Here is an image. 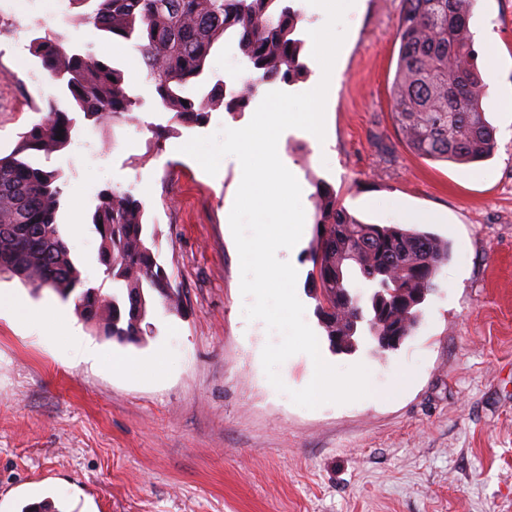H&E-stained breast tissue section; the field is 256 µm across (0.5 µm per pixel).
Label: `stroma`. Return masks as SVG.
Instances as JSON below:
<instances>
[{
    "mask_svg": "<svg viewBox=\"0 0 512 512\" xmlns=\"http://www.w3.org/2000/svg\"><path fill=\"white\" fill-rule=\"evenodd\" d=\"M403 0H363L345 18L327 132L295 131L278 144L313 213L322 180L340 204L385 223L381 202L428 215L451 255L413 333L397 349L334 351L316 314L310 250L314 224L279 250L297 271L296 294L324 357L363 364L370 396L309 410L288 389L306 386L308 356L279 368L286 392L261 362L280 336L243 315L240 260L229 214L241 182L237 158L207 174L179 148L252 112L214 107L205 123L170 124L131 42L82 24L66 0H0V154L49 99L54 79L18 40V26L62 34L121 69L138 102L139 125L97 132V164L73 150L48 164L64 172L59 220L83 276L100 284L99 237L88 215L100 190L131 191L157 230L158 260L182 296L180 309L154 300L153 331L122 346L96 333L70 301L0 278V512L54 502L59 512H512V0H478L470 25L488 85L482 106L498 148L468 166L415 156L393 122L390 86L399 54ZM234 40H220L208 81L240 74ZM167 126L162 139L151 128ZM100 346L78 361L72 333ZM116 358L131 359L123 371Z\"/></svg>",
    "mask_w": 512,
    "mask_h": 512,
    "instance_id": "1",
    "label": "stroma"
}]
</instances>
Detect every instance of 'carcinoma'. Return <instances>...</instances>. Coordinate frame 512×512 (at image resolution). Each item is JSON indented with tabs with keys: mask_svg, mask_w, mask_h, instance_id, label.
Listing matches in <instances>:
<instances>
[{
	"mask_svg": "<svg viewBox=\"0 0 512 512\" xmlns=\"http://www.w3.org/2000/svg\"><path fill=\"white\" fill-rule=\"evenodd\" d=\"M478 0H403L395 38L399 55L390 87L397 129L418 157L471 165L490 159L496 130L482 107L486 83L476 65L470 19ZM90 6L83 18L106 37L134 44L141 53L162 109L180 125L204 123L217 104L243 112L259 87L292 83L308 73L301 14L291 0H70ZM237 39L249 74L242 88L227 92L217 83L192 95L203 82L206 61L225 35ZM30 47L58 82L61 97L36 109L40 114L20 133L13 150L0 157V274L62 300L100 335L119 344H138L152 332L147 322L154 296L170 309L181 305L166 269L158 262L155 231L144 222V205L129 191L99 192L91 224L99 236L102 285L82 277L58 215L63 205L62 173L33 161L71 143L82 118L108 127L133 118L137 102L121 70L108 61L64 45L56 35L34 33ZM63 138H57V135ZM316 248L311 282L316 313L336 346L337 336H409L416 321L403 318L414 290L435 289L448 262V243L416 227L370 224L348 212L326 182L314 184ZM382 291L378 311L362 304L352 279ZM112 283V292L103 284Z\"/></svg>",
	"mask_w": 512,
	"mask_h": 512,
	"instance_id": "cac0c4a2",
	"label": "carcinoma"
}]
</instances>
